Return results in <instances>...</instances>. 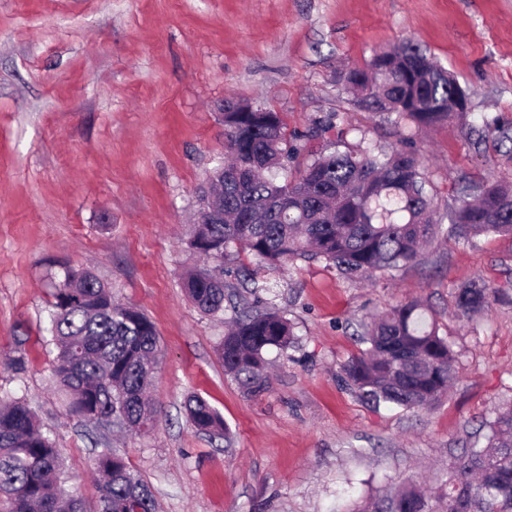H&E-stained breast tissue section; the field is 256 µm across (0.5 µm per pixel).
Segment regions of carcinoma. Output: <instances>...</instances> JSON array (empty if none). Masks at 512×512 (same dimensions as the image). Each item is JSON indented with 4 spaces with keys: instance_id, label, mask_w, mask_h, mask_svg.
Returning <instances> with one entry per match:
<instances>
[{
    "instance_id": "carcinoma-1",
    "label": "carcinoma",
    "mask_w": 512,
    "mask_h": 512,
    "mask_svg": "<svg viewBox=\"0 0 512 512\" xmlns=\"http://www.w3.org/2000/svg\"><path fill=\"white\" fill-rule=\"evenodd\" d=\"M348 92L374 112L396 115L416 128L464 116L450 111L460 85L417 44L375 54L364 68L344 75ZM359 154L321 152L284 182L296 148L288 146L279 112L245 100L224 102V171L214 168L198 202L224 203V216L190 225L187 244L205 261L241 255L259 267L297 259L323 260L349 279L399 271L421 260L442 234L427 190L428 175L407 147ZM448 235L471 241L512 235V185L466 183L448 211ZM242 287L256 302L264 289L255 271L239 269ZM183 287L203 313L219 315L234 293L206 268L189 271ZM48 343L57 350L54 375L71 413L99 426L118 422L148 430L155 421L149 390L160 346L153 322L118 304L92 272L67 269L53 284ZM494 288L471 283L459 289L458 310L477 315L490 307ZM264 303V302H262ZM368 347L343 366V381L364 401L423 409L446 396L454 381V351L439 335L429 307L401 302L363 325ZM293 325L273 304L235 314L224 335L225 374L247 392L269 390L264 353L295 348ZM189 422L208 434L227 433L224 419L202 397L185 402ZM486 446L464 448L448 464L439 495L430 500L404 485L354 512H512V407L484 423ZM99 512H156L149 484L106 447L99 453ZM60 449L42 432L21 400L0 402V512H84L65 488Z\"/></svg>"
}]
</instances>
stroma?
<instances>
[{"mask_svg":"<svg viewBox=\"0 0 512 512\" xmlns=\"http://www.w3.org/2000/svg\"><path fill=\"white\" fill-rule=\"evenodd\" d=\"M408 41L469 96L466 121L411 142L443 216L462 182L512 183V0H0V398L27 400L87 506L105 442L158 512H347L410 479L436 488L482 421L512 405L510 235L439 239L393 278L349 280L322 260L268 272L298 347L288 359L267 350L271 387L256 395L218 354L232 310L204 315L180 288L200 263L185 232L224 153V100L280 112L292 135L337 114L298 166L336 139L388 151L393 115L361 107L343 75ZM67 268L92 271L158 331L148 432L94 427L52 384L44 325ZM472 282L503 292L473 319L455 304ZM409 298L431 308L456 380L433 408L376 409L342 386L341 368L362 323ZM192 394L229 439L189 423Z\"/></svg>","mask_w":512,"mask_h":512,"instance_id":"1","label":"stroma"}]
</instances>
